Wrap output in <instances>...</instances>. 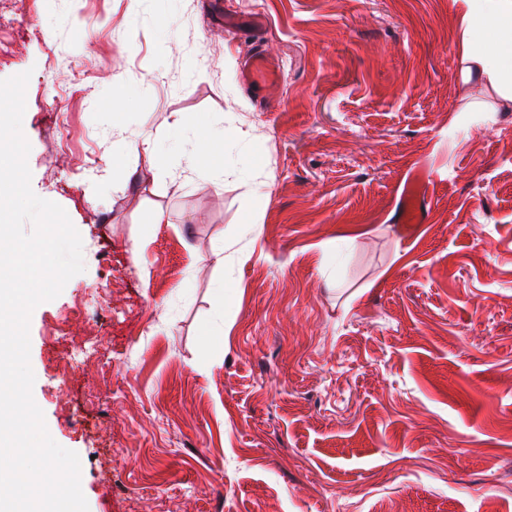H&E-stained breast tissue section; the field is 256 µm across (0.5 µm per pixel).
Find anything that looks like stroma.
<instances>
[{"label": "stroma", "instance_id": "stroma-1", "mask_svg": "<svg viewBox=\"0 0 512 512\" xmlns=\"http://www.w3.org/2000/svg\"><path fill=\"white\" fill-rule=\"evenodd\" d=\"M7 7L40 31L0 30L31 187L83 243L30 362L89 512H512V112L459 79L453 0ZM219 11L265 21L274 106L229 83L256 44ZM141 134L179 149L113 155ZM86 304L112 374L63 380Z\"/></svg>", "mask_w": 512, "mask_h": 512}]
</instances>
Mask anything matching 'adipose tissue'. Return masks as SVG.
<instances>
[{"instance_id": "adipose-tissue-1", "label": "adipose tissue", "mask_w": 512, "mask_h": 512, "mask_svg": "<svg viewBox=\"0 0 512 512\" xmlns=\"http://www.w3.org/2000/svg\"><path fill=\"white\" fill-rule=\"evenodd\" d=\"M462 82L479 75L512 100V0H461Z\"/></svg>"}]
</instances>
